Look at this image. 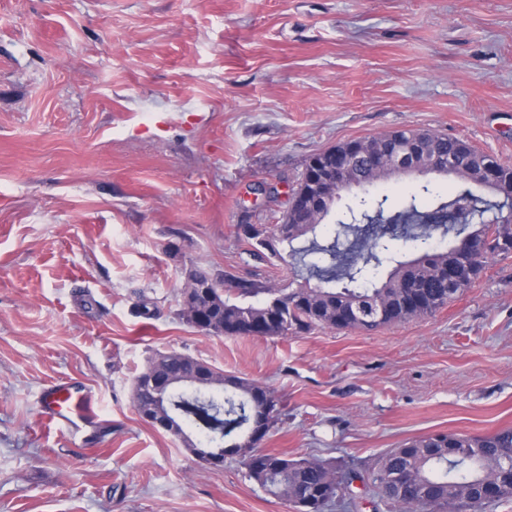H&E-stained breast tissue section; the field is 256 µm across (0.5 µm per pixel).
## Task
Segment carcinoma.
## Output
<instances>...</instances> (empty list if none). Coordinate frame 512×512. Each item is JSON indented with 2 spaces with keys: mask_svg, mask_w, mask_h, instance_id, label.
<instances>
[{
  "mask_svg": "<svg viewBox=\"0 0 512 512\" xmlns=\"http://www.w3.org/2000/svg\"><path fill=\"white\" fill-rule=\"evenodd\" d=\"M393 137L410 143L421 160L431 148L454 159L453 175L459 181L448 197L431 196L429 184L410 195L406 205L385 213L388 197H383L374 213L364 209L360 198L348 207L350 222L339 221L341 230L332 242L318 241L316 229L331 212L335 200L317 211H304L296 224H275L243 236L253 246L250 255L261 260L264 254L280 259L279 246L289 247L288 256L302 266L309 277L305 283L287 290L224 275V287L200 267L192 278L204 285L198 299L214 325H224L226 336H256L263 327L265 337H286L320 326L332 329L372 331L430 315L463 293L485 271L489 263L512 254V167L468 142L425 130H396ZM371 160L352 158L350 183L370 181L369 162L382 164L375 151L379 136L364 138ZM480 166L495 171L487 185L495 199L473 191L475 183L465 172ZM453 235L455 242L446 249L431 246L433 234ZM312 235L302 247L294 242ZM419 242V255L395 261V267L380 282L369 280L370 272L382 264L381 255L390 251L397 239ZM472 242L485 244L472 260L462 252ZM459 269V276L448 290V268ZM316 278L319 284L310 285ZM263 294L259 302L246 298ZM196 359L176 351L152 358L133 386V400L141 410L151 411L157 393L150 379L159 376L178 379L188 375ZM169 406L181 420L204 434L222 441V456H234L246 469L249 479L276 497H288L290 490H303L314 512H329L333 506L351 504L352 480L340 478L342 466L317 457L290 458L258 447L280 418L278 399L270 389L252 380L231 375L224 378L218 369L205 392H176ZM454 450L437 442L433 435L406 441L377 460L365 475L353 476L368 482L378 497L397 506L399 512H460L467 493L479 494L485 485L497 488L498 502L512 501V483L501 478L502 460L512 458V428L484 436L449 434Z\"/></svg>",
  "mask_w": 512,
  "mask_h": 512,
  "instance_id": "cac0c4a2",
  "label": "carcinoma"
}]
</instances>
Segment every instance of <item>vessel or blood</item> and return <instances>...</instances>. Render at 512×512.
<instances>
[{"label": "vessel or blood", "mask_w": 512, "mask_h": 512, "mask_svg": "<svg viewBox=\"0 0 512 512\" xmlns=\"http://www.w3.org/2000/svg\"><path fill=\"white\" fill-rule=\"evenodd\" d=\"M38 405L41 423L48 432L77 433L100 422L95 393L76 381L65 380L44 387Z\"/></svg>", "instance_id": "obj_1"}]
</instances>
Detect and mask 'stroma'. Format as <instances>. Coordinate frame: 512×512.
I'll return each instance as SVG.
<instances>
[{"label":"stroma","instance_id":"stroma-1","mask_svg":"<svg viewBox=\"0 0 512 512\" xmlns=\"http://www.w3.org/2000/svg\"><path fill=\"white\" fill-rule=\"evenodd\" d=\"M399 129L512 167V0H0V512H292L141 419L159 352L270 388L262 448L360 473L411 438L512 428V257L369 332L180 317L196 266L302 283L238 225L280 223L313 155ZM63 379L99 398L88 437L40 431Z\"/></svg>","mask_w":512,"mask_h":512}]
</instances>
